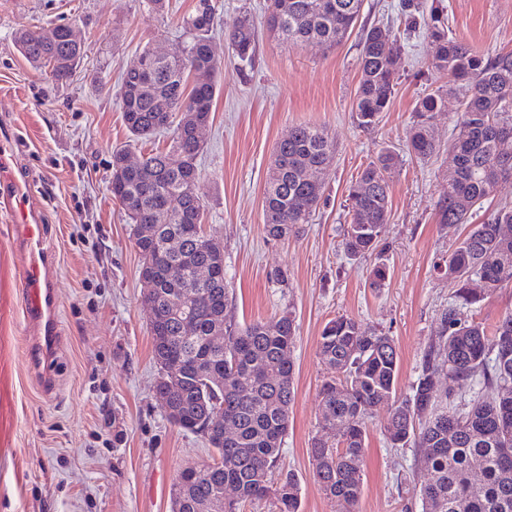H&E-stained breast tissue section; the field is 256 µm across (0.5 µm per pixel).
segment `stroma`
I'll return each instance as SVG.
<instances>
[{
  "label": "stroma",
  "mask_w": 512,
  "mask_h": 512,
  "mask_svg": "<svg viewBox=\"0 0 512 512\" xmlns=\"http://www.w3.org/2000/svg\"><path fill=\"white\" fill-rule=\"evenodd\" d=\"M438 7L450 36L484 56L512 52V0H418ZM196 0H165L163 12L142 0H0V135L22 141L13 169L41 203V221L57 264L61 341L37 373L30 363L20 262L11 218L0 212V512H172L178 470L210 460L205 440L167 419L154 395L150 311L142 302L141 256L109 190L112 151L142 156L120 107L123 71L142 47L162 54L185 41L183 17ZM404 0H364L359 26L399 32V83L372 129L358 127L353 102L360 79L358 33L333 50L291 47L261 24L266 0H217L211 42L220 63L217 92L198 158L205 228L224 248L231 316L242 325L292 311L296 317L294 400L277 470L294 473L300 512H336L312 475L309 448L319 434L326 370L317 355L325 325L344 314L393 337L399 353L396 393L410 394L423 356L437 338L451 290L440 273L453 235L438 201L459 97L436 114V154L420 159L406 131L423 93L447 87L431 67L436 47L424 30L406 28ZM260 30L252 64L226 38L243 16ZM65 23L87 47L72 81L57 83L16 49L33 26ZM326 131L334 146L324 194L298 235L270 240L263 203L276 142L297 125ZM399 156L390 178V218L376 250L348 257V187L382 149ZM389 269L384 287L369 285L375 265ZM284 281H277L276 273ZM54 386L44 391L43 374ZM369 421L357 512H423L415 491L431 479L417 448H393ZM123 429L113 440V424Z\"/></svg>",
  "instance_id": "stroma-1"
}]
</instances>
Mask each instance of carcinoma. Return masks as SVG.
I'll use <instances>...</instances> for the list:
<instances>
[{"mask_svg": "<svg viewBox=\"0 0 512 512\" xmlns=\"http://www.w3.org/2000/svg\"><path fill=\"white\" fill-rule=\"evenodd\" d=\"M363 0H269L266 29L292 46L316 41L327 49L342 43L358 20ZM215 6L198 0L183 20L187 40L168 58L151 56L143 47L138 63L121 81V110L127 130L149 141L171 127L185 101L204 121L211 119L218 62L210 52ZM67 24L22 31V54L68 82L86 50L70 46ZM423 29L437 46L432 68L448 73V89L423 94L416 102L408 147L419 158L432 155L430 134L435 114L448 96L465 94L449 150L455 167L439 202L441 223L456 228L502 181L512 180V53L483 57L448 35L433 15ZM242 62L253 60L256 28L244 16L227 34ZM397 37L383 26L362 30L360 80L354 113L358 126L369 129L386 111L398 85ZM200 146L190 129L177 127L166 150L153 149L140 167L122 164L125 150L112 152L109 180L116 200L131 224H151L152 238H137L139 273L149 274L156 288L150 295L153 358L159 367L156 398L167 399V419L203 438L229 427L211 463L187 467L174 482L175 512H240L242 506L272 497L279 512H299L298 483L291 474H275L281 443L288 430L294 400V365L288 353L296 339L292 312L256 320L243 327L227 320L228 283L205 285L208 297L185 294L198 288L194 269L222 261L208 249L203 231L205 202L200 193ZM334 148L324 130L297 125L276 145L265 188V228L272 240L299 233L322 197L324 183H311L306 172L328 171ZM398 165L384 150L349 187L350 223L343 246L361 258L373 252L388 223L390 175ZM512 224V203H503L482 224L471 225L448 250L444 274L452 289L441 314V334L429 345L412 394L396 397L399 356L393 339L360 321L338 316L324 327L318 355L326 367L322 385L320 427L333 431L334 442L314 437L309 448L313 476L338 512H356L363 481L360 461L367 424L374 409L392 401L383 432L393 448L422 449L421 462L432 479L417 491L424 512H512V313L493 331L473 319L472 309L496 289L512 284V238L501 232ZM196 319V333L182 331L186 312ZM181 379L171 386L169 373ZM473 381L496 389L488 399L473 387L464 393L439 391L436 379ZM224 412V424L212 418ZM236 488L237 499H224V487Z\"/></svg>", "mask_w": 512, "mask_h": 512, "instance_id": "carcinoma-1", "label": "carcinoma"}]
</instances>
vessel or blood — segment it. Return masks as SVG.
<instances>
[{
    "label": "vessel or blood",
    "instance_id": "1",
    "mask_svg": "<svg viewBox=\"0 0 512 512\" xmlns=\"http://www.w3.org/2000/svg\"><path fill=\"white\" fill-rule=\"evenodd\" d=\"M0 209L13 220L16 251L22 261L23 314L31 330L29 352L34 367H42L59 344L57 274L53 255L45 247L40 209L25 181L0 182Z\"/></svg>",
    "mask_w": 512,
    "mask_h": 512
}]
</instances>
